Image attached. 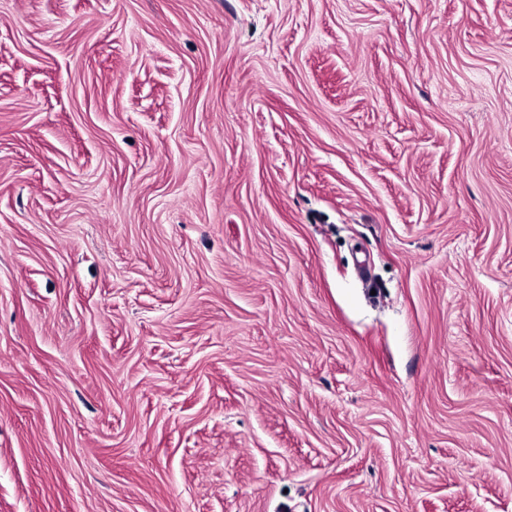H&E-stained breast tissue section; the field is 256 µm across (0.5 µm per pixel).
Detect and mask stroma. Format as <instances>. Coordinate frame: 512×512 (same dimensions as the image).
Returning a JSON list of instances; mask_svg holds the SVG:
<instances>
[{
    "label": "stroma",
    "instance_id": "stroma-1",
    "mask_svg": "<svg viewBox=\"0 0 512 512\" xmlns=\"http://www.w3.org/2000/svg\"><path fill=\"white\" fill-rule=\"evenodd\" d=\"M0 512H512V0H0Z\"/></svg>",
    "mask_w": 512,
    "mask_h": 512
}]
</instances>
